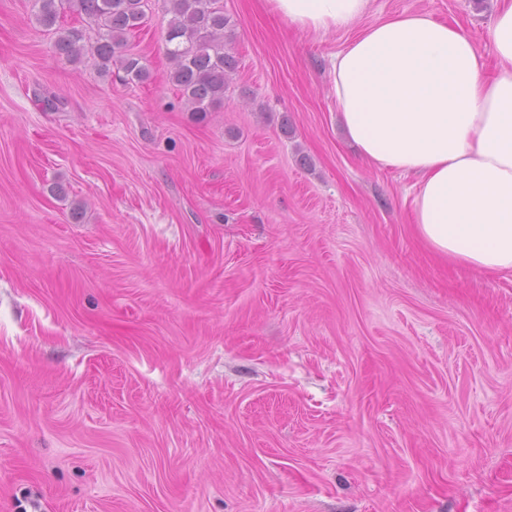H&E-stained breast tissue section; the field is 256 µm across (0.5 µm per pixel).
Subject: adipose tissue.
I'll return each instance as SVG.
<instances>
[{
	"mask_svg": "<svg viewBox=\"0 0 512 512\" xmlns=\"http://www.w3.org/2000/svg\"><path fill=\"white\" fill-rule=\"evenodd\" d=\"M268 2L304 29L357 28L332 71L347 138L416 177L414 231L436 257L512 271V0H494L482 46L426 13L363 25L368 0Z\"/></svg>",
	"mask_w": 512,
	"mask_h": 512,
	"instance_id": "ef3b65f1",
	"label": "adipose tissue"
}]
</instances>
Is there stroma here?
Masks as SVG:
<instances>
[{
  "mask_svg": "<svg viewBox=\"0 0 512 512\" xmlns=\"http://www.w3.org/2000/svg\"><path fill=\"white\" fill-rule=\"evenodd\" d=\"M196 121L0 0V512H512V271L437 259L345 139L305 31L223 0ZM485 43L493 0H369ZM54 100L55 108L44 105Z\"/></svg>",
  "mask_w": 512,
  "mask_h": 512,
  "instance_id": "obj_1",
  "label": "stroma"
}]
</instances>
